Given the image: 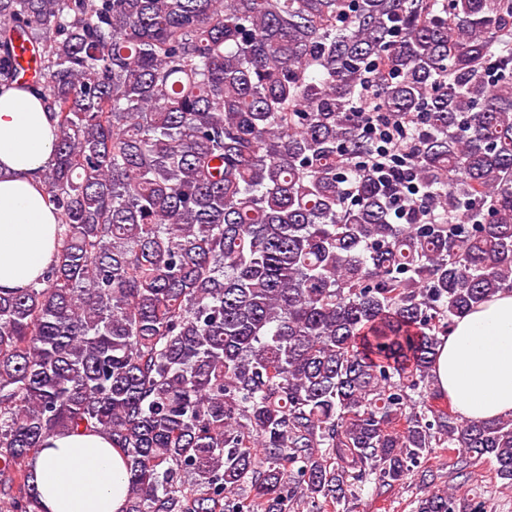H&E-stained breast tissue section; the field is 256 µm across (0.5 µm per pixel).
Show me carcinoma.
<instances>
[{"label": "carcinoma", "mask_w": 512, "mask_h": 512, "mask_svg": "<svg viewBox=\"0 0 512 512\" xmlns=\"http://www.w3.org/2000/svg\"><path fill=\"white\" fill-rule=\"evenodd\" d=\"M14 84L58 118L60 247L0 293V512H40L59 431L123 450V512H331L436 448L512 485V416L432 374L512 290V0H0ZM364 97L412 147L409 224Z\"/></svg>", "instance_id": "1"}]
</instances>
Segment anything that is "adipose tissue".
<instances>
[{
	"mask_svg": "<svg viewBox=\"0 0 512 512\" xmlns=\"http://www.w3.org/2000/svg\"><path fill=\"white\" fill-rule=\"evenodd\" d=\"M59 140L37 89L0 87V292L28 288L55 260L58 214L44 172ZM432 373L465 420L512 416V291L455 318ZM41 512H123L127 470L102 432L49 436L32 458Z\"/></svg>",
	"mask_w": 512,
	"mask_h": 512,
	"instance_id": "ef3b65f1",
	"label": "adipose tissue"
}]
</instances>
